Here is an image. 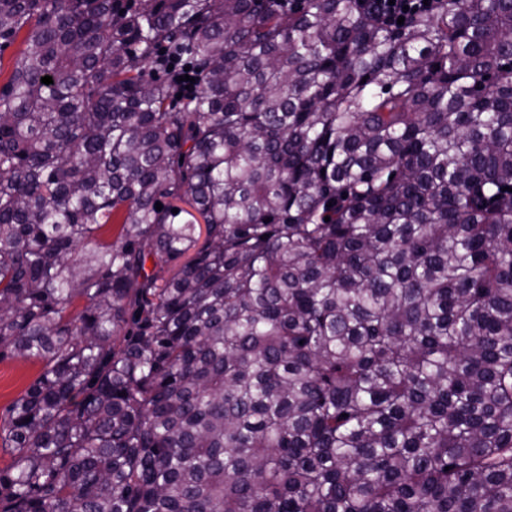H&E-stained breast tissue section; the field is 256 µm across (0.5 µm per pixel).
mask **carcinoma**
<instances>
[{
    "instance_id": "cac0c4a2",
    "label": "carcinoma",
    "mask_w": 512,
    "mask_h": 512,
    "mask_svg": "<svg viewBox=\"0 0 512 512\" xmlns=\"http://www.w3.org/2000/svg\"><path fill=\"white\" fill-rule=\"evenodd\" d=\"M21 33L0 512H512V0H0ZM371 9L376 10L389 21H397L399 16L404 18L415 10L427 8L433 1L428 0V5H424V0H395L394 5H389V0H365ZM408 5V10H403V6ZM40 368L39 362L20 358L0 361V418L6 416L13 401L36 379Z\"/></svg>"
}]
</instances>
